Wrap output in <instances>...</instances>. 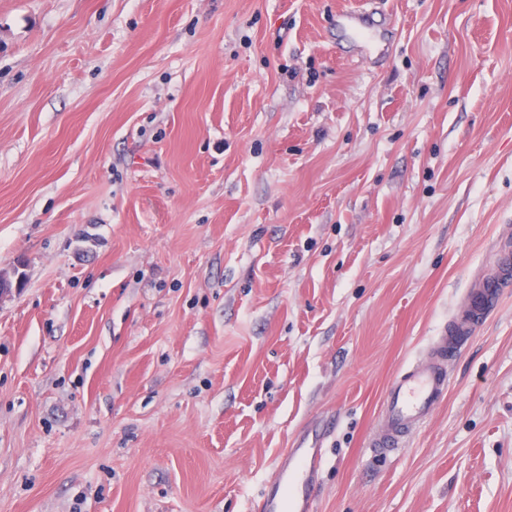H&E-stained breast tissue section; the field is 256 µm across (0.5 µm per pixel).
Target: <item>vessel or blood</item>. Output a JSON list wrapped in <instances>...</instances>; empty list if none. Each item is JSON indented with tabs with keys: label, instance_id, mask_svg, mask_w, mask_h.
<instances>
[{
	"label": "vessel or blood",
	"instance_id": "b4317fda",
	"mask_svg": "<svg viewBox=\"0 0 512 512\" xmlns=\"http://www.w3.org/2000/svg\"><path fill=\"white\" fill-rule=\"evenodd\" d=\"M512 275V257L501 255L494 275L484 281L477 293L480 303L470 304L458 322L461 334H472L482 321L487 309L496 300L499 282ZM448 339L436 337L428 359L409 363L392 382L382 423L373 434L378 448L395 450L404 446L432 414L448 388ZM323 464L320 444L298 443L282 454L276 474L267 487L261 512H313L314 490Z\"/></svg>",
	"mask_w": 512,
	"mask_h": 512
}]
</instances>
